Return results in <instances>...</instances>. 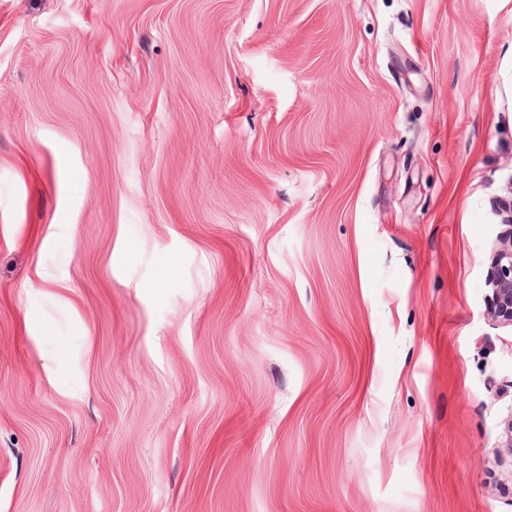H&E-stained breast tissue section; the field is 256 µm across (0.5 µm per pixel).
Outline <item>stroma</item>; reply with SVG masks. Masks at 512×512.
Listing matches in <instances>:
<instances>
[{"label": "stroma", "instance_id": "1", "mask_svg": "<svg viewBox=\"0 0 512 512\" xmlns=\"http://www.w3.org/2000/svg\"><path fill=\"white\" fill-rule=\"evenodd\" d=\"M512 0H0V512H512ZM488 285L492 289L491 315L500 323L512 326V245L493 253Z\"/></svg>", "mask_w": 512, "mask_h": 512}]
</instances>
